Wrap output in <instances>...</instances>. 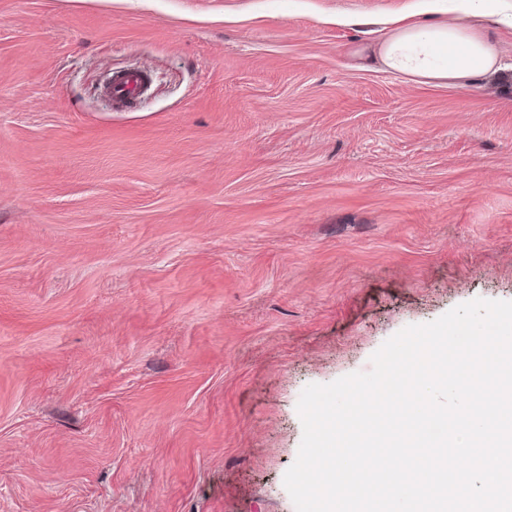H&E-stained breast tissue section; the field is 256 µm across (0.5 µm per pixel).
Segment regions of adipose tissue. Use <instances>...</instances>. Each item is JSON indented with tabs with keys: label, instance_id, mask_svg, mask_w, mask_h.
<instances>
[{
	"label": "adipose tissue",
	"instance_id": "ef3b65f1",
	"mask_svg": "<svg viewBox=\"0 0 512 512\" xmlns=\"http://www.w3.org/2000/svg\"><path fill=\"white\" fill-rule=\"evenodd\" d=\"M371 57L395 74L430 84L468 85L512 77L482 31L458 21L384 24Z\"/></svg>",
	"mask_w": 512,
	"mask_h": 512
}]
</instances>
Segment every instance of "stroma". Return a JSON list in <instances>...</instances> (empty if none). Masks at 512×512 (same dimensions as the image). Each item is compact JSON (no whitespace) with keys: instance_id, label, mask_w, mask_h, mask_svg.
Returning <instances> with one entry per match:
<instances>
[{"instance_id":"obj_1","label":"stroma","mask_w":512,"mask_h":512,"mask_svg":"<svg viewBox=\"0 0 512 512\" xmlns=\"http://www.w3.org/2000/svg\"><path fill=\"white\" fill-rule=\"evenodd\" d=\"M421 8L0 0V512H296L305 386L512 301V82L355 56ZM145 75L136 70H126L112 75L106 92L113 101H134L141 96Z\"/></svg>"}]
</instances>
